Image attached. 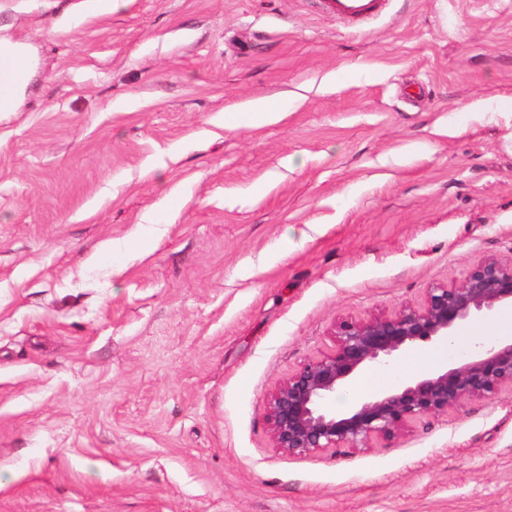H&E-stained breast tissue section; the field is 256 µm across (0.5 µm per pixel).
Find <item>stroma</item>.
<instances>
[{"label": "stroma", "instance_id": "1", "mask_svg": "<svg viewBox=\"0 0 512 512\" xmlns=\"http://www.w3.org/2000/svg\"><path fill=\"white\" fill-rule=\"evenodd\" d=\"M85 3L0 0V512H512L510 386L361 450L265 416L338 320L512 258V0ZM325 11L346 24L368 22L382 13L387 0H320ZM34 67L30 53L22 47H0V112H17L22 96L33 77Z\"/></svg>", "mask_w": 512, "mask_h": 512}]
</instances>
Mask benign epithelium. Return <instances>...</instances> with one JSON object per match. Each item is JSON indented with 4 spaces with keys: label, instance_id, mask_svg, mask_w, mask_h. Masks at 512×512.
<instances>
[{
    "label": "benign epithelium",
    "instance_id": "1",
    "mask_svg": "<svg viewBox=\"0 0 512 512\" xmlns=\"http://www.w3.org/2000/svg\"><path fill=\"white\" fill-rule=\"evenodd\" d=\"M503 307H512V261L488 258L459 284L430 289L418 306L337 322L333 348L268 394L273 447L288 454L368 448L377 438L407 432L421 418L438 417L512 385V341H493L477 344L460 364L385 389L349 409L329 407L336 392L367 367L388 363L414 344L446 340L461 322Z\"/></svg>",
    "mask_w": 512,
    "mask_h": 512
}]
</instances>
